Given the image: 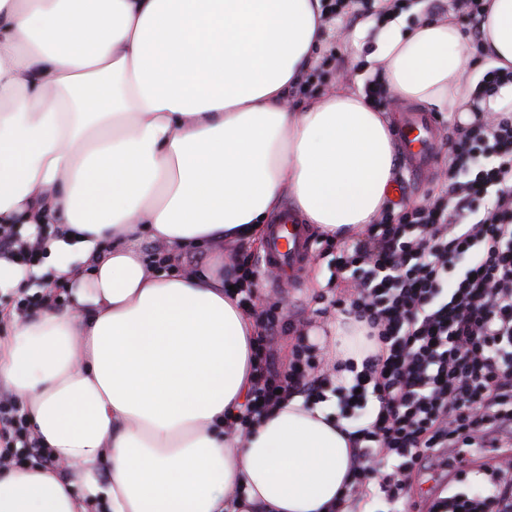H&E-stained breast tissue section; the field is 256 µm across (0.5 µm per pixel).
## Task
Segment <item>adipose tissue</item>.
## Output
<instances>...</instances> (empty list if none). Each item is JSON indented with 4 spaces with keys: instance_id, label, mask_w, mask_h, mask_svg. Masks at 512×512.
Listing matches in <instances>:
<instances>
[{
    "instance_id": "obj_1",
    "label": "adipose tissue",
    "mask_w": 512,
    "mask_h": 512,
    "mask_svg": "<svg viewBox=\"0 0 512 512\" xmlns=\"http://www.w3.org/2000/svg\"><path fill=\"white\" fill-rule=\"evenodd\" d=\"M484 64L436 17L386 12L374 62L402 100L462 123L512 104V0H490ZM321 0H0V225L62 224L46 262L0 256V288L47 276L72 306L14 321L0 387L71 465L0 469V512H349L352 427L290 395L244 438L259 328L224 292V257L291 199L350 240L388 204L385 113L346 88L290 111L325 40ZM158 251L143 253L141 238Z\"/></svg>"
}]
</instances>
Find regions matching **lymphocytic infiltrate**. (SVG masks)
<instances>
[{
	"instance_id": "lymphocytic-infiltrate-1",
	"label": "lymphocytic infiltrate",
	"mask_w": 512,
	"mask_h": 512,
	"mask_svg": "<svg viewBox=\"0 0 512 512\" xmlns=\"http://www.w3.org/2000/svg\"><path fill=\"white\" fill-rule=\"evenodd\" d=\"M440 191L412 208H386L351 244L341 246L337 271L352 286L334 299L343 323L363 331L373 347L361 365L333 362L354 375L339 399L342 413L373 407L376 416L355 432L347 495L379 491L411 512L415 472L443 450L473 446L480 435L512 431V107L455 125ZM45 251L43 230L22 236L0 225V254L34 267ZM238 304L255 314L258 364L249 401L225 431L246 436L284 395L320 396L313 348L299 345L288 371L276 367L271 345L279 326L257 310V263L237 261ZM392 467L372 477L370 460ZM55 459L30 428L24 404L0 392V467ZM430 512H512V458L492 472L485 496H452Z\"/></svg>"
}]
</instances>
